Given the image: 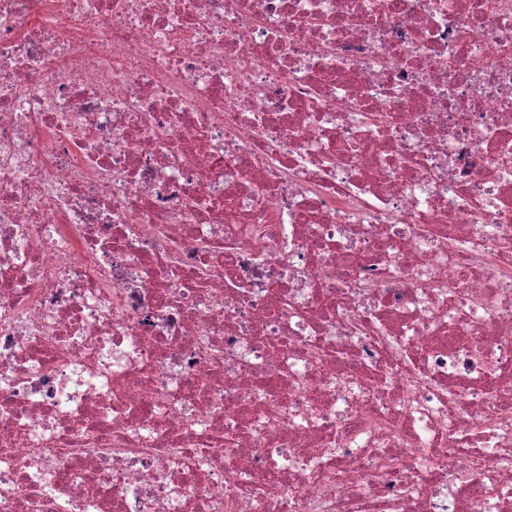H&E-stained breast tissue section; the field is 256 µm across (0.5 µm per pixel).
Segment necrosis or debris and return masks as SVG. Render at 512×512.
Returning <instances> with one entry per match:
<instances>
[{
  "label": "necrosis or debris",
  "mask_w": 512,
  "mask_h": 512,
  "mask_svg": "<svg viewBox=\"0 0 512 512\" xmlns=\"http://www.w3.org/2000/svg\"><path fill=\"white\" fill-rule=\"evenodd\" d=\"M0 512H512V0H0Z\"/></svg>",
  "instance_id": "obj_1"
}]
</instances>
